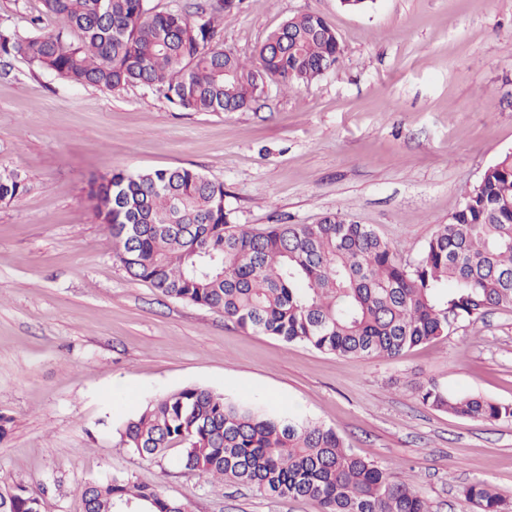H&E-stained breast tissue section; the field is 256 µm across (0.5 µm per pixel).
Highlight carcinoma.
Returning a JSON list of instances; mask_svg holds the SVG:
<instances>
[{
  "mask_svg": "<svg viewBox=\"0 0 512 512\" xmlns=\"http://www.w3.org/2000/svg\"><path fill=\"white\" fill-rule=\"evenodd\" d=\"M51 31L0 24V58L19 57L71 83L114 91L146 85L188 112H240L271 82L292 90L335 66L342 47L321 15L301 13L272 30L256 62L224 49L219 21L236 5L198 0L193 11L151 0H42ZM29 187L0 166V205ZM95 220L135 279L167 298L224 314L244 330L300 342L339 357L396 358L448 336L493 307L512 308V153L483 173L415 263L368 225L338 214L315 224L264 230L231 223L224 185L197 170L114 172L88 185ZM435 410L485 421L512 405L436 382L415 387ZM117 433L150 460L176 463L213 481L249 485L276 498H304L320 512H431L416 489L344 445L332 427L274 414L201 386L147 403ZM477 512H505L486 482L463 489ZM84 512H186L187 503L116 473L85 485ZM18 484L0 512H41Z\"/></svg>",
  "mask_w": 512,
  "mask_h": 512,
  "instance_id": "obj_1",
  "label": "carcinoma"
}]
</instances>
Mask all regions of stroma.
I'll use <instances>...</instances> for the list:
<instances>
[{
    "label": "stroma",
    "mask_w": 512,
    "mask_h": 512,
    "mask_svg": "<svg viewBox=\"0 0 512 512\" xmlns=\"http://www.w3.org/2000/svg\"><path fill=\"white\" fill-rule=\"evenodd\" d=\"M300 12L336 30L338 64L291 92L270 84L241 112H187L143 85L108 91L0 61V164L30 186L0 206V489L20 483L42 512H82L85 484L125 473L192 512H319L122 447L116 429L143 405L203 386L335 428L432 512H476L463 489L477 481L512 512V418H459L415 393L434 380L512 405V308L395 359L339 357L161 296L93 217L91 179L188 167L223 183L232 223L337 213L415 262L512 152V0H374L358 13L242 0L221 20L224 46L255 59Z\"/></svg>",
    "instance_id": "35a3bbf8"
}]
</instances>
